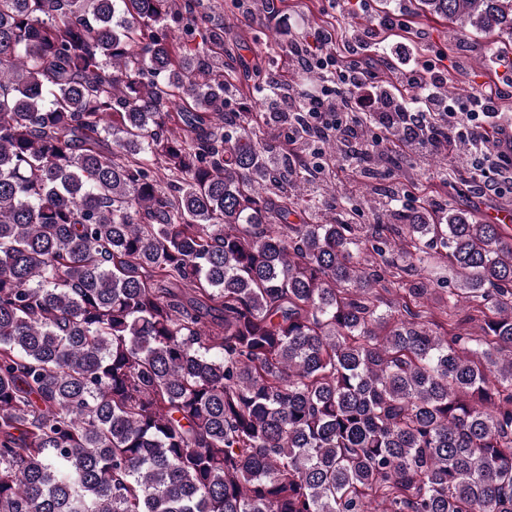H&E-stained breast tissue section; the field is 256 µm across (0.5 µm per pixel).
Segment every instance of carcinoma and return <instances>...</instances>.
<instances>
[{
	"label": "carcinoma",
	"mask_w": 512,
	"mask_h": 512,
	"mask_svg": "<svg viewBox=\"0 0 512 512\" xmlns=\"http://www.w3.org/2000/svg\"><path fill=\"white\" fill-rule=\"evenodd\" d=\"M407 2L512 54V0ZM202 7L0 0V512H512V236L288 223Z\"/></svg>",
	"instance_id": "1"
}]
</instances>
